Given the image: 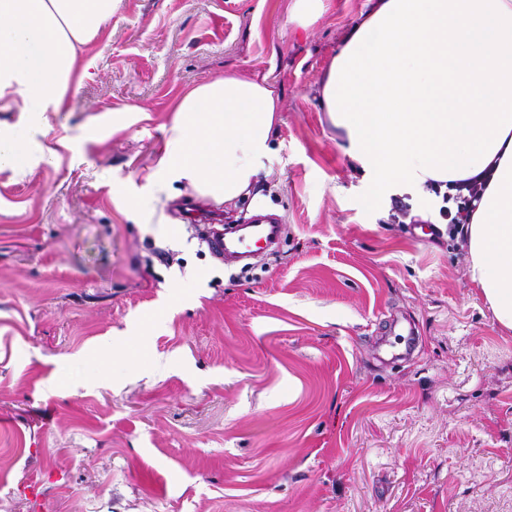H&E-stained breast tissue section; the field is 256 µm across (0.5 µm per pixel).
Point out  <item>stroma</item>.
<instances>
[{
    "mask_svg": "<svg viewBox=\"0 0 512 512\" xmlns=\"http://www.w3.org/2000/svg\"><path fill=\"white\" fill-rule=\"evenodd\" d=\"M290 5L118 0L33 163L0 171V512H512V331L429 234L437 201L365 213L319 101L370 4ZM231 70L281 98L266 170L219 207L285 226L246 268L154 175L183 93ZM324 0H293L292 19L301 25H310L321 16Z\"/></svg>",
    "mask_w": 512,
    "mask_h": 512,
    "instance_id": "stroma-1",
    "label": "stroma"
}]
</instances>
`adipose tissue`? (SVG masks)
Returning <instances> with one entry per match:
<instances>
[{
  "mask_svg": "<svg viewBox=\"0 0 512 512\" xmlns=\"http://www.w3.org/2000/svg\"><path fill=\"white\" fill-rule=\"evenodd\" d=\"M114 0H0V110L20 120L0 127V168L23 169L29 139L78 89L84 48L103 31ZM279 97L266 78L227 73L178 101L156 173L218 204L255 185L273 151ZM491 177L467 226L469 275L495 320L512 330V133L490 162Z\"/></svg>",
  "mask_w": 512,
  "mask_h": 512,
  "instance_id": "obj_1",
  "label": "adipose tissue"
}]
</instances>
